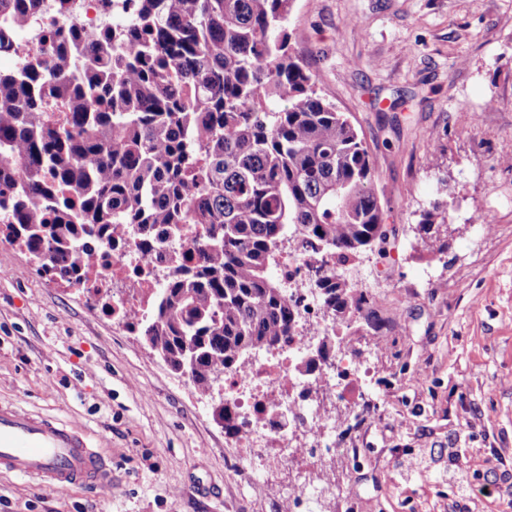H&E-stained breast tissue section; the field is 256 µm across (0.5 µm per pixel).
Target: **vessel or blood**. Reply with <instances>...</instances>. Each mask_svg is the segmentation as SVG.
<instances>
[{
	"label": "vessel or blood",
	"mask_w": 512,
	"mask_h": 512,
	"mask_svg": "<svg viewBox=\"0 0 512 512\" xmlns=\"http://www.w3.org/2000/svg\"><path fill=\"white\" fill-rule=\"evenodd\" d=\"M36 479L56 491L111 488L97 443L78 425L0 404V474Z\"/></svg>",
	"instance_id": "obj_1"
}]
</instances>
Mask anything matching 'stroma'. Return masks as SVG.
Wrapping results in <instances>:
<instances>
[{
  "mask_svg": "<svg viewBox=\"0 0 512 512\" xmlns=\"http://www.w3.org/2000/svg\"><path fill=\"white\" fill-rule=\"evenodd\" d=\"M286 26L390 218L354 262L383 328L336 342L364 371L336 405L356 455L281 479L318 481L322 512H512V0H294ZM0 400L80 423L112 471L105 492L0 475V512H285L187 376L3 239Z\"/></svg>",
  "mask_w": 512,
  "mask_h": 512,
  "instance_id": "1",
  "label": "stroma"
}]
</instances>
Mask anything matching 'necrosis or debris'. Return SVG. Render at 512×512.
<instances>
[{"mask_svg": "<svg viewBox=\"0 0 512 512\" xmlns=\"http://www.w3.org/2000/svg\"><path fill=\"white\" fill-rule=\"evenodd\" d=\"M127 14V0H41L40 8L27 16L17 37L22 52H0V63L15 69L26 56L51 61L49 29L76 24L94 32L123 21ZM189 249L186 241L165 243L147 256L132 239L118 248L101 247L88 285L99 293H111L112 307L121 313L115 324L126 326V314L143 312L144 297L157 288L155 271L170 255H183ZM312 267L324 274L349 273L348 266L332 255H303L291 248L280 253L276 273L289 278L292 294L302 299L291 340L276 352L257 354L244 365L225 370L214 393L238 415V426L231 437L238 450L237 466L262 475L269 484L285 468L316 464L328 456H347V449L336 439V417L324 406L323 399L340 387L350 395L361 389L357 381L341 384L339 374L345 369L341 363L307 375L300 370L311 341L334 339L340 329L319 295L312 292L314 284L308 276Z\"/></svg>", "mask_w": 512, "mask_h": 512, "instance_id": "1", "label": "necrosis or debris"}]
</instances>
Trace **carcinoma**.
I'll return each instance as SVG.
<instances>
[{
  "label": "carcinoma",
  "instance_id": "1",
  "mask_svg": "<svg viewBox=\"0 0 512 512\" xmlns=\"http://www.w3.org/2000/svg\"><path fill=\"white\" fill-rule=\"evenodd\" d=\"M35 2L0 0V29L22 27ZM128 2L110 32H49L54 65L0 73V235L71 286L98 263L85 240L120 241L131 225L150 251L207 225L129 325L207 397L224 369L291 336L280 243L351 262L384 243L387 210L358 128L290 51L293 0ZM438 220L440 203L421 229ZM317 285L337 321L379 327L364 291L331 275ZM333 350L320 342L302 369Z\"/></svg>",
  "mask_w": 512,
  "mask_h": 512
}]
</instances>
